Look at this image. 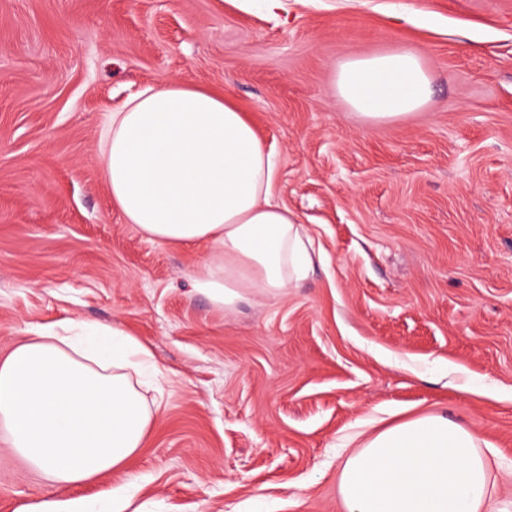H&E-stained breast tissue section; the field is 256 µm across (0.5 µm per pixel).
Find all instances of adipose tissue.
<instances>
[{
    "mask_svg": "<svg viewBox=\"0 0 512 512\" xmlns=\"http://www.w3.org/2000/svg\"><path fill=\"white\" fill-rule=\"evenodd\" d=\"M335 84L369 120L414 112L431 92L406 45L347 59ZM99 154L126 223L155 241L210 247L193 287L216 308L282 296L304 278L309 239L276 199L275 160L223 95L175 80L146 86L113 112ZM149 358L110 325L32 329L0 359V430L56 488L119 469L154 424L139 389ZM338 487L346 512H489L496 481L476 431L428 414L370 437L343 462ZM129 492L123 484L104 501L48 497L17 512H126Z\"/></svg>",
    "mask_w": 512,
    "mask_h": 512,
    "instance_id": "ef3b65f1",
    "label": "adipose tissue"
}]
</instances>
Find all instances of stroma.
<instances>
[{"label": "stroma", "mask_w": 512, "mask_h": 512, "mask_svg": "<svg viewBox=\"0 0 512 512\" xmlns=\"http://www.w3.org/2000/svg\"><path fill=\"white\" fill-rule=\"evenodd\" d=\"M401 43L430 98L361 118L335 67ZM168 79L224 92L273 150L316 251L289 293L217 309L192 287L207 246L113 208L105 124ZM64 319L149 346L157 422L70 488L0 438V512L128 483L142 512H345V457L426 414L480 433L512 512V0H0V358Z\"/></svg>", "instance_id": "obj_1"}]
</instances>
